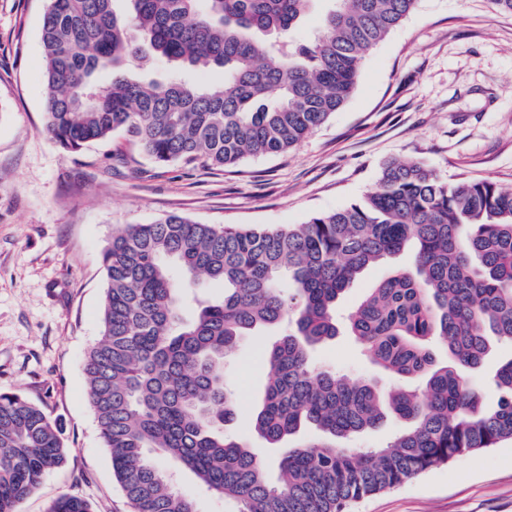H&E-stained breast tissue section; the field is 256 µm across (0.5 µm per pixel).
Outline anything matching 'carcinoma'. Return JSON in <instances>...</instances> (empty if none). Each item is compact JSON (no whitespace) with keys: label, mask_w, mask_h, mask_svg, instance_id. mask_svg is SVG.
Returning a JSON list of instances; mask_svg holds the SVG:
<instances>
[{"label":"carcinoma","mask_w":512,"mask_h":512,"mask_svg":"<svg viewBox=\"0 0 512 512\" xmlns=\"http://www.w3.org/2000/svg\"><path fill=\"white\" fill-rule=\"evenodd\" d=\"M115 2L49 0L41 30L48 133L75 151L127 130L157 164L226 168L284 154L321 127L353 93L366 55L418 0H330L321 31L300 43L291 33L315 0H123L121 10ZM152 55L174 76L146 82L127 73ZM191 69L219 70L223 82L177 77ZM410 246L412 264L370 289L344 326L373 364L421 386L383 395L313 365L310 349L338 334L347 288ZM103 263L102 332L84 374L134 512H198L157 455L240 503L239 512H346L368 494L512 440V357L493 375L494 404L463 378L481 369L490 339L512 344V189L489 179L450 183L417 161H391L377 191L304 224L258 231L171 213L113 233ZM202 278L224 293L191 310L188 288ZM285 324L267 351L270 379L252 430L272 448L304 424L318 436L288 449L272 482L259 450L224 433L234 415L224 357L250 332ZM435 343L447 349L444 364ZM389 415L403 428L386 445L340 444ZM62 435L42 407L0 393V512H16L66 462ZM50 512L92 510L64 495Z\"/></svg>","instance_id":"carcinoma-1"}]
</instances>
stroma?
Instances as JSON below:
<instances>
[{"label": "stroma", "mask_w": 512, "mask_h": 512, "mask_svg": "<svg viewBox=\"0 0 512 512\" xmlns=\"http://www.w3.org/2000/svg\"><path fill=\"white\" fill-rule=\"evenodd\" d=\"M47 0H0V392L60 420L65 464L44 476L17 512H48L60 495L93 512H133L114 476L90 406L83 362L101 334L103 255L114 231L169 213L201 224L274 227L361 200L394 159L422 162L450 182L512 186V15L493 0H418L366 57L345 106L284 155L229 169L159 165L124 130L77 151L46 130L41 28ZM400 254L369 267L338 305L347 314L369 288L407 265ZM268 336L240 339L224 365L238 412L227 433L259 448L269 474L282 451L263 447L251 418L268 380ZM310 358L354 380L378 374L353 338ZM174 470L198 512L235 503ZM349 512H512V441L434 467Z\"/></svg>", "instance_id": "35a3bbf8"}]
</instances>
